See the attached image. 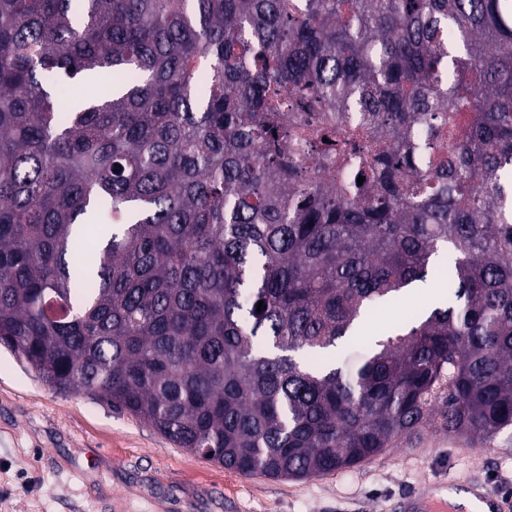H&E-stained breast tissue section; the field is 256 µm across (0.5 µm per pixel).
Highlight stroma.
<instances>
[{"label":"stroma","instance_id":"35a3bbf8","mask_svg":"<svg viewBox=\"0 0 512 512\" xmlns=\"http://www.w3.org/2000/svg\"><path fill=\"white\" fill-rule=\"evenodd\" d=\"M512 490V426L472 444L431 419L355 468L270 479L207 463L101 399L61 394L0 350V512H403L421 491Z\"/></svg>","mask_w":512,"mask_h":512}]
</instances>
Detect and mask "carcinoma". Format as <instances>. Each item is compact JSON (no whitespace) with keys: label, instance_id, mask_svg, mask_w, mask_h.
<instances>
[{"label":"carcinoma","instance_id":"obj_1","mask_svg":"<svg viewBox=\"0 0 512 512\" xmlns=\"http://www.w3.org/2000/svg\"><path fill=\"white\" fill-rule=\"evenodd\" d=\"M0 346L273 479L512 426V0H0ZM432 295L426 292L409 290L404 292L394 302L380 307L377 314L368 322L371 329L398 324L405 320L414 310L431 302ZM413 312V313H414ZM412 313V314H413Z\"/></svg>","mask_w":512,"mask_h":512}]
</instances>
